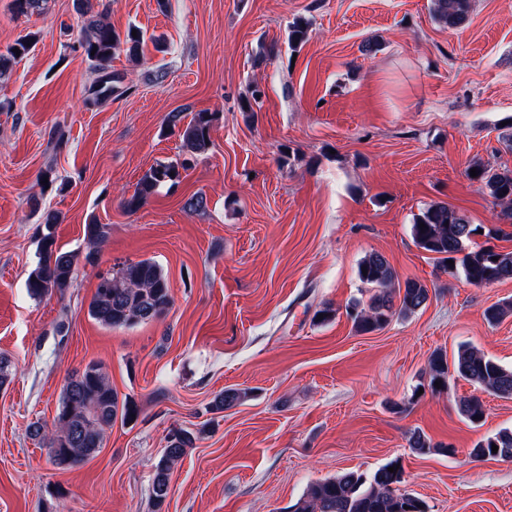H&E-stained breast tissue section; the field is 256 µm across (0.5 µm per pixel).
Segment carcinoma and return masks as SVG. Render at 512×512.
Wrapping results in <instances>:
<instances>
[{
  "instance_id": "carcinoma-1",
  "label": "carcinoma",
  "mask_w": 512,
  "mask_h": 512,
  "mask_svg": "<svg viewBox=\"0 0 512 512\" xmlns=\"http://www.w3.org/2000/svg\"><path fill=\"white\" fill-rule=\"evenodd\" d=\"M47 0H13L18 15L40 14L46 9ZM74 8L84 16L78 39V48L100 73L93 87L95 98H106L119 91L123 76L109 70L115 51L121 49L130 57L143 55L147 43L159 45V39L147 35L142 29L125 34L116 32L106 20V10L96 11L91 0H74ZM470 0H432L434 19L450 29L463 27L469 18ZM310 22L302 17L288 25V44L297 48L308 40ZM33 42L30 36L15 41L7 53L0 54V75L10 70L21 57L27 55ZM19 49L20 53L13 52ZM213 116L209 112H196L188 123H182L179 112L167 117V126L178 134L182 151L203 154L211 144L210 130ZM478 175L470 178L480 188L487 190L494 205L500 207L502 221L512 219V169L490 168L475 162ZM179 178L178 165L158 164L141 178L137 190L123 205L135 211L163 184ZM59 215L48 211L44 217L43 233L38 241V261L30 271L26 288L34 298L52 293L62 294L70 287L80 260L94 265L99 251L97 246L108 238L103 224L85 225L89 251H63L56 247L54 230ZM425 228H420V225ZM477 228L468 217L444 202L429 205L412 225L416 245L436 256L440 266L450 273H461L465 281L481 286L512 280V251L497 250L490 246L473 245ZM367 273H358L360 280L376 287L369 302L354 305L349 316L357 333H372L383 329L391 319L408 316L420 310L429 299L426 285L415 280L400 281L388 259L379 252H372L359 263ZM171 305L167 278L155 262L145 259L113 266L97 273V285L89 304L92 319L107 327H132L160 316ZM512 315V301L503 300L485 310L488 323L496 324ZM430 386L441 383L448 388L450 382L462 379L481 390L502 398H512V368H506L470 344L458 347L453 360L447 353L436 350L428 361ZM246 397V392L226 389L209 404L208 411L217 413L229 409ZM458 413L471 423L483 419L482 402L473 397L457 401ZM136 416L133 403L119 400L112 388L108 373L102 365L89 363L83 371H76L66 378L62 395L53 419L51 432L45 425L33 422L29 434L45 442L52 463L60 468L74 466L98 451L105 433L116 420H131ZM196 437L188 431H178L169 441L168 448L157 463L152 479L151 499L154 512H162L169 495L170 474L187 449L193 447ZM409 447L418 454L433 450L455 453L450 445L434 444L422 431L416 430L408 437ZM498 446L492 452V446ZM505 453L512 454V430L501 429L478 441L469 452L475 460L495 459ZM394 471H388V468ZM399 461H391L370 475L348 471L332 479L312 484L304 498L294 504L295 512H427L424 501L411 493L400 492L404 483Z\"/></svg>"
}]
</instances>
